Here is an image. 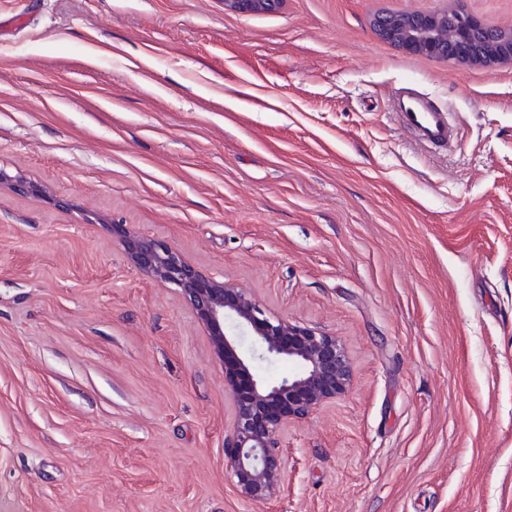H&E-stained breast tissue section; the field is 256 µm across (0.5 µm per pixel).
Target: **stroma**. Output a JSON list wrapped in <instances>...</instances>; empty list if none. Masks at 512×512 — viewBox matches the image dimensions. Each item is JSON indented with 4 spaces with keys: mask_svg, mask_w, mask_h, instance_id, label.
<instances>
[{
    "mask_svg": "<svg viewBox=\"0 0 512 512\" xmlns=\"http://www.w3.org/2000/svg\"><path fill=\"white\" fill-rule=\"evenodd\" d=\"M512 0H0V512H512V62L405 53L385 12ZM450 113L404 133L392 94ZM342 340L278 496L224 464V367L111 223ZM283 0H224V7L231 11L261 13L277 10ZM393 108L401 127L422 143L448 141L454 138V129L448 113L438 109L415 89L399 90L393 99Z\"/></svg>",
    "mask_w": 512,
    "mask_h": 512,
    "instance_id": "1",
    "label": "stroma"
}]
</instances>
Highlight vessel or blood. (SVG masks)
<instances>
[{
	"instance_id": "vessel-or-blood-1",
	"label": "vessel or blood",
	"mask_w": 512,
	"mask_h": 512,
	"mask_svg": "<svg viewBox=\"0 0 512 512\" xmlns=\"http://www.w3.org/2000/svg\"><path fill=\"white\" fill-rule=\"evenodd\" d=\"M393 108L401 127L420 142L453 140L454 129L447 113L418 91L411 88L400 90L393 99Z\"/></svg>"
}]
</instances>
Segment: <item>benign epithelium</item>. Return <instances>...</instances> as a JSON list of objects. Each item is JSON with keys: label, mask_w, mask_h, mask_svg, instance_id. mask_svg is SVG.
Here are the masks:
<instances>
[{"label": "benign epithelium", "mask_w": 512, "mask_h": 512, "mask_svg": "<svg viewBox=\"0 0 512 512\" xmlns=\"http://www.w3.org/2000/svg\"><path fill=\"white\" fill-rule=\"evenodd\" d=\"M283 0H224L231 11L277 10ZM448 13L404 12L383 15L376 34L402 49L441 60L436 28ZM458 54L476 60L475 31L492 38L494 26L468 12L456 16ZM131 263L155 281L179 290L206 329L215 358L224 364V390L233 405V426L224 438V461L238 493L256 502L276 497L286 468L283 432L348 392L352 368L341 341L317 328L266 316L243 288L217 280L186 260L165 242L142 235L127 224L110 225ZM288 362L295 370L269 380L258 365Z\"/></svg>", "instance_id": "obj_1"}]
</instances>
